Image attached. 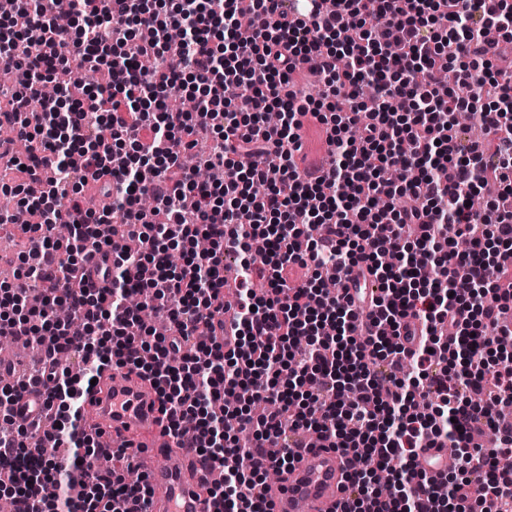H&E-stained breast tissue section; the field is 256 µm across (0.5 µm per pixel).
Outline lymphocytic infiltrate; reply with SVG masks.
Returning a JSON list of instances; mask_svg holds the SVG:
<instances>
[{"mask_svg": "<svg viewBox=\"0 0 512 512\" xmlns=\"http://www.w3.org/2000/svg\"><path fill=\"white\" fill-rule=\"evenodd\" d=\"M51 0H16L0 25V57L12 58L9 111L0 124L31 144L15 158L8 191L17 214L0 224L37 238L45 264H19L25 287L0 283V335L52 336L29 381L0 389V486L19 512H39L36 489L55 512H145L146 477L102 472V450L77 420L105 367H126L156 389L164 429L187 440L223 479L209 494L219 512H272L266 471L283 472L309 437L361 458L340 512H512V64L494 66L490 34L512 35V0H336L313 26L286 20L279 0H68L70 30ZM70 65L116 79L79 100L67 86L31 111L44 80ZM308 68L319 96L297 90ZM454 69L455 86L438 80ZM193 85L196 109L175 112L172 90ZM325 109L315 108V98ZM498 144L487 164L480 142L458 141L460 110ZM281 113L269 125L265 113ZM326 127L328 164L299 169L305 118ZM214 134L200 165L222 180L198 183L183 156L200 132ZM54 176L38 175L42 154ZM498 192L489 214L468 202L478 185ZM99 184L111 208L88 207ZM70 233L53 236L58 213ZM117 224L125 243L100 282L81 274L91 251L112 248L96 227ZM263 237L266 253L252 251ZM210 247L169 264L184 240ZM239 255L234 282L226 252ZM312 276L290 285L295 266ZM367 270L379 296L361 314L325 272ZM265 292H257L255 280ZM234 295L236 347L214 337L224 293ZM69 307L85 332L55 318ZM455 325V338L444 329ZM457 344L460 373L448 372ZM502 361L490 366V353ZM46 389L51 428L31 438L13 405L28 385ZM250 393L232 419L212 404ZM502 431L499 445L464 452L461 481L439 497L415 470L427 442L461 446L467 428ZM281 451L256 463L266 445ZM392 476L389 492L373 483Z\"/></svg>", "mask_w": 512, "mask_h": 512, "instance_id": "f902f5d3", "label": "lymphocytic infiltrate"}]
</instances>
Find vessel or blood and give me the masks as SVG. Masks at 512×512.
I'll return each instance as SVG.
<instances>
[{"instance_id":"vessel-or-blood-1","label":"vessel or blood","mask_w":512,"mask_h":512,"mask_svg":"<svg viewBox=\"0 0 512 512\" xmlns=\"http://www.w3.org/2000/svg\"><path fill=\"white\" fill-rule=\"evenodd\" d=\"M322 0H282L288 20L310 23L322 12ZM106 381L84 399L95 425L91 434L107 448H129L146 475L150 495L146 512H215L206 487L215 483L219 467L188 471L183 459L162 455V447H179L178 438L159 432V400L150 383L126 372L105 371ZM419 468L433 479L448 470V451L427 445L419 453ZM347 462L332 448H316L303 454L266 494L273 512H337L345 499Z\"/></svg>"}]
</instances>
